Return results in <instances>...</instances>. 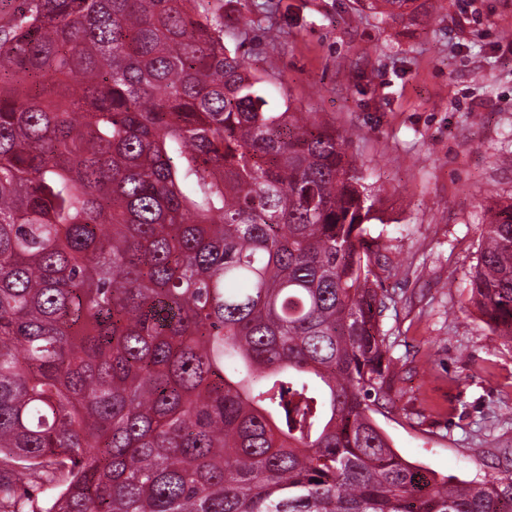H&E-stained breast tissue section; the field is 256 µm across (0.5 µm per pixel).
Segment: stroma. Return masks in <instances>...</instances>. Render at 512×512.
<instances>
[{
  "label": "stroma",
  "instance_id": "1",
  "mask_svg": "<svg viewBox=\"0 0 512 512\" xmlns=\"http://www.w3.org/2000/svg\"><path fill=\"white\" fill-rule=\"evenodd\" d=\"M271 110L352 132L380 190L369 232L395 274L381 324L394 407L377 415L405 460L460 480L507 471L512 344L470 300L489 204L512 199V0H416L384 19L355 0H222Z\"/></svg>",
  "mask_w": 512,
  "mask_h": 512
}]
</instances>
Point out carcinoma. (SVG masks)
<instances>
[{
	"label": "carcinoma",
	"mask_w": 512,
	"mask_h": 512,
	"mask_svg": "<svg viewBox=\"0 0 512 512\" xmlns=\"http://www.w3.org/2000/svg\"><path fill=\"white\" fill-rule=\"evenodd\" d=\"M198 2L21 0L0 25V504L512 512L511 475L392 449L378 194L350 136L264 108ZM470 286L512 343V203Z\"/></svg>",
	"instance_id": "obj_1"
}]
</instances>
